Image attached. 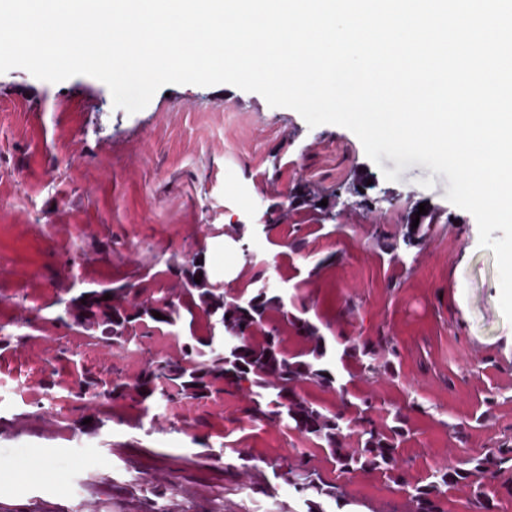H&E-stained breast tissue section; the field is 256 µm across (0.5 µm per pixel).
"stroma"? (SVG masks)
Returning <instances> with one entry per match:
<instances>
[{
	"mask_svg": "<svg viewBox=\"0 0 512 512\" xmlns=\"http://www.w3.org/2000/svg\"><path fill=\"white\" fill-rule=\"evenodd\" d=\"M386 169L397 170L395 161L373 163L350 130L308 127L295 110L228 84H170L129 114L90 76L50 83L22 68L0 73V320L27 337L0 350V416L70 415L77 368L131 379L146 358L180 354L187 335L153 325L141 349H104L82 328L52 323L53 305L74 276L129 281L140 298L160 296L172 284L168 260H189L213 241L224 249L228 297L245 301L263 286L281 297L283 312L269 320L281 326L286 355L308 342L281 325L285 313L316 324L334 351L393 340L398 358L381 350L337 363L347 396L314 383L299 389L341 414L347 451L359 446L356 405L367 404L377 429L398 410L409 428L397 483L379 471L339 472L317 439L286 422H249L245 397L232 388L201 403L160 399L145 415L120 401L92 434L35 417L22 431L0 427V502L73 507L94 474L174 483L188 474L198 501L223 490L224 512H307L304 495L271 470L302 460L360 512H410L406 488L512 446V322L499 307L494 254L479 248L474 216L447 200L445 175L413 164L388 181ZM291 192L339 201L352 215L310 224L294 211L271 214L274 199ZM421 204L436 218L410 246L404 217ZM298 239L303 249H294ZM247 259L265 281L236 276ZM62 345L71 361L57 360ZM209 451L216 460L189 469L188 458ZM254 479L268 492H252Z\"/></svg>",
	"mask_w": 512,
	"mask_h": 512,
	"instance_id": "stroma-1",
	"label": "stroma"
}]
</instances>
